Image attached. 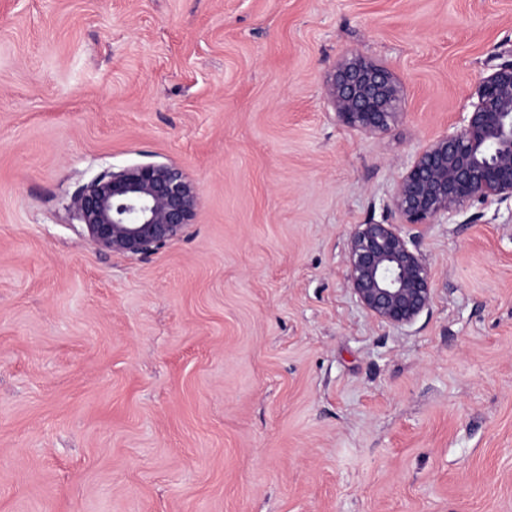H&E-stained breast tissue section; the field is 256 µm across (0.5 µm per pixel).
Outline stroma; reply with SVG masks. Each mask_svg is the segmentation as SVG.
Instances as JSON below:
<instances>
[{
  "mask_svg": "<svg viewBox=\"0 0 512 512\" xmlns=\"http://www.w3.org/2000/svg\"><path fill=\"white\" fill-rule=\"evenodd\" d=\"M361 54L385 132L325 94ZM512 58V0H0V512H512V199H392ZM180 169L191 224L136 257L67 209ZM360 224L431 273L410 324L347 278ZM336 113L366 134L388 130L399 116L400 90L393 74L360 54L344 59L327 82Z\"/></svg>",
  "mask_w": 512,
  "mask_h": 512,
  "instance_id": "stroma-1",
  "label": "stroma"
}]
</instances>
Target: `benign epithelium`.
Wrapping results in <instances>:
<instances>
[{
  "label": "benign epithelium",
  "instance_id": "1",
  "mask_svg": "<svg viewBox=\"0 0 512 512\" xmlns=\"http://www.w3.org/2000/svg\"><path fill=\"white\" fill-rule=\"evenodd\" d=\"M338 116L366 134L388 130L399 116L400 90L385 67L353 54L327 82ZM463 126L437 138L398 183L393 206L408 224H423L471 202L512 198V59L475 88ZM197 187L175 167L141 164L83 186L69 208L101 249L146 255L194 219ZM358 302L392 325L411 323L431 298V274L394 224H360L347 260Z\"/></svg>",
  "mask_w": 512,
  "mask_h": 512
}]
</instances>
